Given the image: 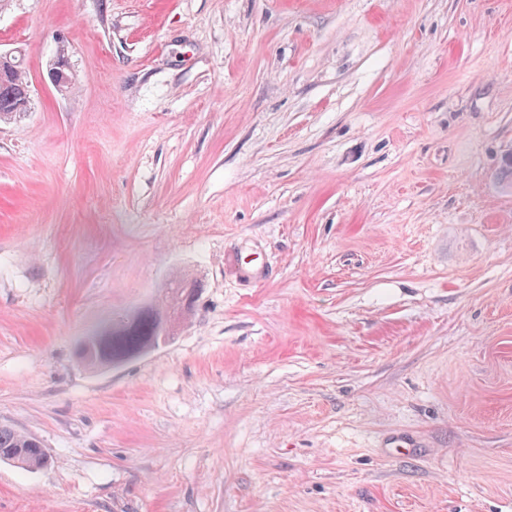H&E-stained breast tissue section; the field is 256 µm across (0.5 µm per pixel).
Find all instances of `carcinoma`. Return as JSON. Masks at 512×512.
Here are the masks:
<instances>
[{
	"instance_id": "carcinoma-1",
	"label": "carcinoma",
	"mask_w": 512,
	"mask_h": 512,
	"mask_svg": "<svg viewBox=\"0 0 512 512\" xmlns=\"http://www.w3.org/2000/svg\"><path fill=\"white\" fill-rule=\"evenodd\" d=\"M30 98L29 77L21 66L0 64V123L21 116L20 104ZM155 336V318L151 313L139 317L134 326L120 324L99 335L97 345L87 356L92 365L117 364L151 348ZM21 468L38 469L48 463L41 443L25 432L0 425V461Z\"/></svg>"
}]
</instances>
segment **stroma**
<instances>
[{"instance_id":"35a3bbf8","label":"stroma","mask_w":512,"mask_h":512,"mask_svg":"<svg viewBox=\"0 0 512 512\" xmlns=\"http://www.w3.org/2000/svg\"><path fill=\"white\" fill-rule=\"evenodd\" d=\"M0 50V424L50 458L0 512H512V0H9ZM66 71H72L69 55L65 48L58 51L56 59L51 64L48 76L51 83L59 90H63V85L67 82L68 76ZM13 64V67L0 64V123L20 117L23 112L19 111V106L26 112L29 108L28 103L21 104L30 99L29 77L21 65H16L15 61ZM192 305H183L174 299L166 313H162L158 320V336L154 343L155 318L151 313L139 317L134 326L125 323L112 327L105 334L99 336L97 345L86 357L92 365L104 363L117 364L129 360L155 346L160 340L169 339L177 334L175 331L191 313ZM85 339V348L92 346L93 338Z\"/></svg>"}]
</instances>
